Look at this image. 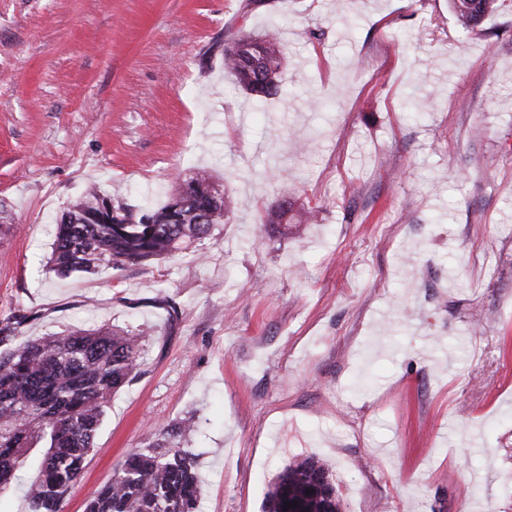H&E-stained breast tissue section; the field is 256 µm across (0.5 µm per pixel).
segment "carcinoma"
Here are the masks:
<instances>
[{"instance_id": "carcinoma-1", "label": "carcinoma", "mask_w": 512, "mask_h": 512, "mask_svg": "<svg viewBox=\"0 0 512 512\" xmlns=\"http://www.w3.org/2000/svg\"><path fill=\"white\" fill-rule=\"evenodd\" d=\"M494 6L495 0L450 3L465 31L478 26ZM284 61L276 30L224 40V72L257 103L281 92ZM103 198L98 186H89L57 223L49 258L57 275L171 258L197 247L237 209L206 169L175 178L174 189L156 207L112 204V224L90 220ZM175 199L182 203L180 223L171 224L169 208ZM298 215L305 221L314 218L310 208L288 213L277 201L267 208L264 223L285 237ZM144 352L143 334L108 326L49 334L0 352V491L11 485L30 451L41 448L39 478L26 492L28 512H62L112 395L140 371ZM197 428L192 413L153 430L145 447L115 466L110 482L86 503L85 512H197L202 475L188 447ZM341 509L332 474L313 456L286 466L270 485L264 505V512Z\"/></svg>"}]
</instances>
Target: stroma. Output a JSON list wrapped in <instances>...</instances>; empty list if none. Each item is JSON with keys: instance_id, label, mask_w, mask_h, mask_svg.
<instances>
[{"instance_id": "35a3bbf8", "label": "stroma", "mask_w": 512, "mask_h": 512, "mask_svg": "<svg viewBox=\"0 0 512 512\" xmlns=\"http://www.w3.org/2000/svg\"><path fill=\"white\" fill-rule=\"evenodd\" d=\"M282 31L255 103L225 31ZM205 168L240 203L199 252L58 277L90 185L141 208ZM318 219L272 235L281 184ZM7 341L144 332L63 512L196 410L200 512H262L314 456L343 512H512V0H0ZM494 6L495 0H450V8L463 31H469L478 26L494 11Z\"/></svg>"}]
</instances>
